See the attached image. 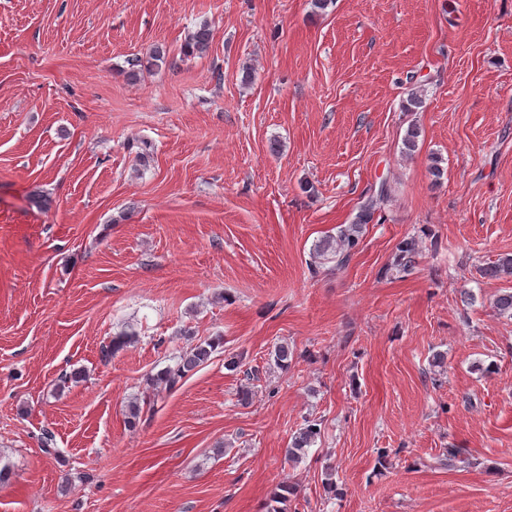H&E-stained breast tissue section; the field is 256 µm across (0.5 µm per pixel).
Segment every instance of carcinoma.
I'll list each match as a JSON object with an SVG mask.
<instances>
[{
    "label": "carcinoma",
    "instance_id": "cac0c4a2",
    "mask_svg": "<svg viewBox=\"0 0 512 512\" xmlns=\"http://www.w3.org/2000/svg\"><path fill=\"white\" fill-rule=\"evenodd\" d=\"M210 43V30L207 26L199 27L187 41L185 48L190 53H202L206 51ZM390 199V192L385 186L370 192L357 208L353 219L348 224L339 226L336 235H328L316 241L312 248V257L335 263L336 268L345 267L352 256L359 249L360 242L367 224L374 214L381 210ZM421 254L420 241L411 236L402 239L396 247L393 268L403 274H408L416 268ZM479 273L486 278H507L512 277V257L499 259L497 262L478 268ZM215 343L200 340L191 346L189 351L180 356V362L174 369H166L152 379V384L160 387L162 385L174 387L179 379L187 373L209 361L214 351ZM320 423L318 420L306 418L302 427L292 437L286 450L289 459L299 461L303 459L308 449L320 436ZM296 494V487L291 484H284L277 488L271 496V505L268 512H284L282 504L291 501Z\"/></svg>",
    "mask_w": 512,
    "mask_h": 512
}]
</instances>
